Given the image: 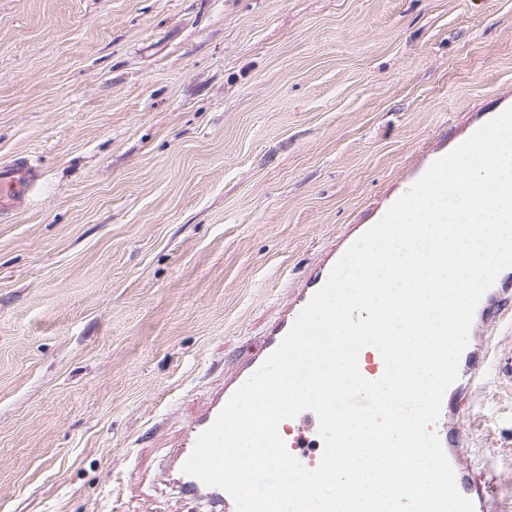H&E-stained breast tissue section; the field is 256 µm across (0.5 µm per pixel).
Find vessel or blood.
Masks as SVG:
<instances>
[{"mask_svg": "<svg viewBox=\"0 0 512 512\" xmlns=\"http://www.w3.org/2000/svg\"><path fill=\"white\" fill-rule=\"evenodd\" d=\"M40 183V173L36 165L28 158L19 156L7 162L0 163V219L14 214L37 189ZM336 253H328L317 271L310 276L303 287L295 289L289 302L283 308L280 317L271 327L262 343L261 352L255 353L242 361L228 375L222 384L210 397L206 406L195 413L175 446L172 455V466L169 480L177 492L183 497L205 502L209 512H235L232 498L222 489L210 487L196 477L185 474L182 470L184 463L191 455L198 436L215 420L221 408L231 395L243 385L262 365L266 358L279 346L291 328L295 318L314 294L320 290L328 279L331 269L337 262ZM484 353L474 346H467L459 359V376L457 381L446 391L442 405L450 407L451 403L468 392L481 377V365ZM361 374L370 380L379 379L384 372V362L376 348H364L358 358ZM319 420L310 410L299 413L291 420L292 437L287 440L288 451L305 467L316 468L321 458L309 455L304 451L308 435L317 433ZM438 435L443 450L450 463H457L458 456L464 450L461 438L451 436L443 422L433 426ZM456 485L462 495L469 498L474 505V512H493L491 488L475 484L463 471L455 473Z\"/></svg>", "mask_w": 512, "mask_h": 512, "instance_id": "obj_1", "label": "vessel or blood"}]
</instances>
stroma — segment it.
Listing matches in <instances>:
<instances>
[{
	"instance_id": "obj_1",
	"label": "stroma",
	"mask_w": 512,
	"mask_h": 512,
	"mask_svg": "<svg viewBox=\"0 0 512 512\" xmlns=\"http://www.w3.org/2000/svg\"><path fill=\"white\" fill-rule=\"evenodd\" d=\"M512 108V0H0V512H198L182 428L432 154ZM449 413L512 512V312ZM40 173L28 158L0 163V219L14 214L37 189Z\"/></svg>"
}]
</instances>
